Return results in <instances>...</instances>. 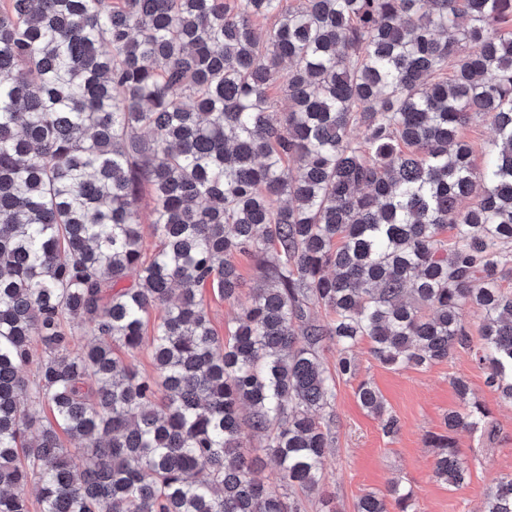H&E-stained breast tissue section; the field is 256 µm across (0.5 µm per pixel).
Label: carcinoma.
Masks as SVG:
<instances>
[{
	"mask_svg": "<svg viewBox=\"0 0 512 512\" xmlns=\"http://www.w3.org/2000/svg\"><path fill=\"white\" fill-rule=\"evenodd\" d=\"M508 18L512 0H0V512H29L31 484L40 512H301L365 339L394 370L468 349L512 403ZM477 117L497 134L480 168L459 137ZM239 256L263 279L222 341L199 290L235 297ZM159 305L140 376L117 351L141 349ZM33 362L46 423L21 400ZM454 384L462 407L425 437L450 486L470 470L454 434L493 431ZM356 395L398 433L370 383ZM244 409L278 486L254 477ZM391 504L415 512L398 481L354 512ZM483 512H512V474ZM140 211L142 230L148 243L153 246L157 242V238L152 233V222L154 220L153 215V201L152 196L148 188H146L138 202Z\"/></svg>",
	"mask_w": 512,
	"mask_h": 512,
	"instance_id": "cac0c4a2",
	"label": "carcinoma"
}]
</instances>
